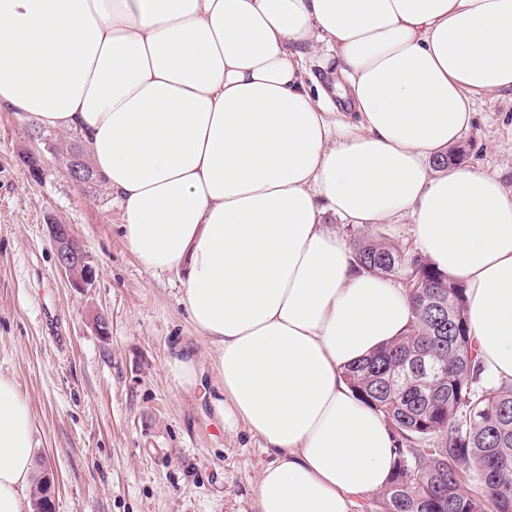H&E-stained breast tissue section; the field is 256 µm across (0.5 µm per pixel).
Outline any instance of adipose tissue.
Segmentation results:
<instances>
[{
    "label": "adipose tissue",
    "mask_w": 512,
    "mask_h": 512,
    "mask_svg": "<svg viewBox=\"0 0 512 512\" xmlns=\"http://www.w3.org/2000/svg\"><path fill=\"white\" fill-rule=\"evenodd\" d=\"M318 45L360 127L308 91ZM509 88L512 0H0V110L79 132L130 250L183 273L215 357L180 343L166 367L188 389L212 375L225 428L263 441L259 512H350L393 471V433L343 372L412 307L325 214H411L419 250L466 286L484 376L512 381V193L429 166L477 94ZM36 477L30 408L0 374V512H33Z\"/></svg>",
    "instance_id": "1"
}]
</instances>
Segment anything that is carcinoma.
<instances>
[{
  "mask_svg": "<svg viewBox=\"0 0 512 512\" xmlns=\"http://www.w3.org/2000/svg\"><path fill=\"white\" fill-rule=\"evenodd\" d=\"M55 149L89 159L77 131ZM353 261L421 286L408 331L346 372L398 441L384 512H512V382L478 385L463 284L376 239L355 242Z\"/></svg>",
  "mask_w": 512,
  "mask_h": 512,
  "instance_id": "cac0c4a2",
  "label": "carcinoma"
}]
</instances>
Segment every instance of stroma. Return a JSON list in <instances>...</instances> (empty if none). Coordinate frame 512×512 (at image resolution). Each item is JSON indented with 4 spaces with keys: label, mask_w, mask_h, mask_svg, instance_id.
<instances>
[{
    "label": "stroma",
    "mask_w": 512,
    "mask_h": 512,
    "mask_svg": "<svg viewBox=\"0 0 512 512\" xmlns=\"http://www.w3.org/2000/svg\"><path fill=\"white\" fill-rule=\"evenodd\" d=\"M39 131L28 115L0 112V373L31 409L56 512H258L256 481L269 461L260 439L225 430L200 391L166 368L177 342L212 357L180 302L179 275L143 266L110 192L75 186ZM460 145L464 164L512 191V89L478 98ZM33 154L34 175L25 163ZM52 218L85 245L96 271L86 291L57 266ZM324 221L350 242L416 248L407 214L374 227Z\"/></svg>",
    "instance_id": "obj_1"
}]
</instances>
